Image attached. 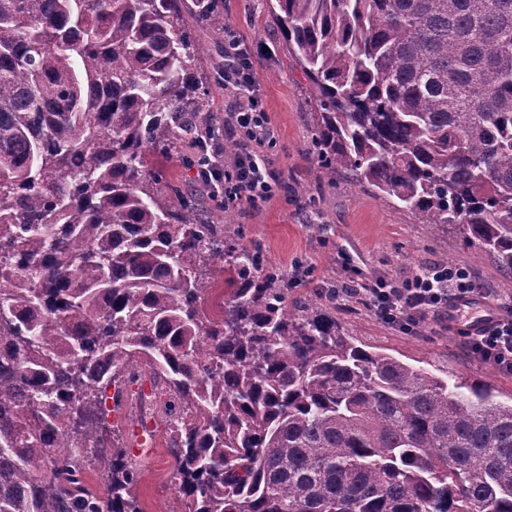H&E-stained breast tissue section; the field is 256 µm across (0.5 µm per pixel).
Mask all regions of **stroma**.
<instances>
[{"instance_id": "1", "label": "stroma", "mask_w": 512, "mask_h": 512, "mask_svg": "<svg viewBox=\"0 0 512 512\" xmlns=\"http://www.w3.org/2000/svg\"><path fill=\"white\" fill-rule=\"evenodd\" d=\"M224 27L247 46L251 67L266 112L278 130L268 155L285 183L263 207L229 206L230 219L218 232H234L240 242L259 245L268 264L293 272L303 265L308 295L329 288H346L375 279L403 281L434 263L465 268L489 288V297H475V307L504 312L512 306V274L498 268L494 258L467 244L455 225L434 230L417 223L394 201L345 175L328 178L311 149L315 103L313 89L288 55L271 0H223ZM205 51L198 77L210 92V103L221 138L235 140L229 114L232 99L223 85L224 37L211 28L192 29ZM194 138L179 141L171 158L148 155L150 166L163 170L184 194L197 198L198 209L213 216L221 205L196 182L190 161ZM324 308L357 345L393 355L436 376L459 381L480 378L503 394H512V374L465 359V338L452 318L431 316L421 332L386 322L369 311L362 298L328 301ZM153 455L141 457L142 479L136 489L144 512H179L174 458L164 427H157Z\"/></svg>"}]
</instances>
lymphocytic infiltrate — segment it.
Listing matches in <instances>:
<instances>
[{
  "mask_svg": "<svg viewBox=\"0 0 512 512\" xmlns=\"http://www.w3.org/2000/svg\"><path fill=\"white\" fill-rule=\"evenodd\" d=\"M224 51L231 60L224 70V87L235 97L231 119L239 148L227 162L219 147L199 140L196 180L204 187L223 184L225 202L257 208L280 185V176L264 152L265 146L274 143L277 130L263 108L253 71L241 61L244 51L235 36H225ZM481 291L480 283L463 269L437 264L404 282L377 280L360 290L340 288L336 297L344 301L365 294L370 309L381 319L421 327L429 315L469 302ZM465 337L469 359L512 373V309L477 331H466Z\"/></svg>",
  "mask_w": 512,
  "mask_h": 512,
  "instance_id": "obj_1",
  "label": "lymphocytic infiltrate"
}]
</instances>
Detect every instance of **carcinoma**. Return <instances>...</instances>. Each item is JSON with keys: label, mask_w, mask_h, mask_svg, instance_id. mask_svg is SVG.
Segmentation results:
<instances>
[{"label": "carcinoma", "mask_w": 512, "mask_h": 512, "mask_svg": "<svg viewBox=\"0 0 512 512\" xmlns=\"http://www.w3.org/2000/svg\"><path fill=\"white\" fill-rule=\"evenodd\" d=\"M275 2L327 176L511 273L512 0ZM181 3L0 0V512H142L103 432L146 374L180 512H512V395L356 345L148 165L212 129Z\"/></svg>", "instance_id": "1"}]
</instances>
